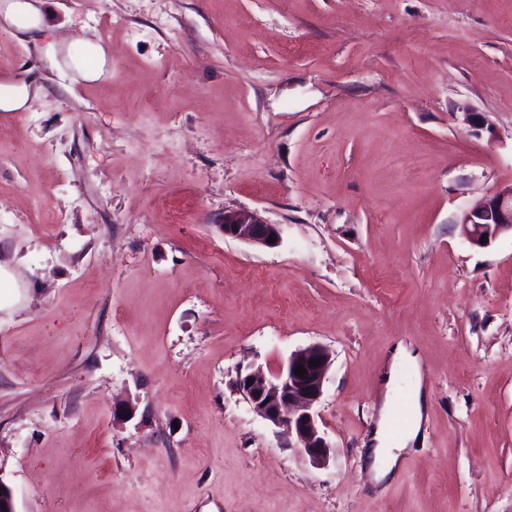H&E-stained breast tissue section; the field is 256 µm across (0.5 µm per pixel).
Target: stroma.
<instances>
[{
	"mask_svg": "<svg viewBox=\"0 0 512 512\" xmlns=\"http://www.w3.org/2000/svg\"><path fill=\"white\" fill-rule=\"evenodd\" d=\"M76 41L107 48L98 79L48 61ZM21 84L0 109L18 512H512V235L456 225L512 184V0H45L39 33L0 26ZM239 209L281 243L224 237ZM399 343L430 406L378 488ZM311 344L323 466L233 387ZM29 100V93L26 86L7 87L3 92L0 90V109L21 110L24 109Z\"/></svg>",
	"mask_w": 512,
	"mask_h": 512,
	"instance_id": "obj_1",
	"label": "stroma"
}]
</instances>
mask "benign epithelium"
Wrapping results in <instances>:
<instances>
[{"instance_id": "obj_1", "label": "benign epithelium", "mask_w": 512, "mask_h": 512, "mask_svg": "<svg viewBox=\"0 0 512 512\" xmlns=\"http://www.w3.org/2000/svg\"><path fill=\"white\" fill-rule=\"evenodd\" d=\"M220 230L232 238L253 246L274 248L281 242V228L266 222L256 211L234 210L224 213ZM461 234L472 244L481 245L482 236L493 242L500 234L512 232V185L497 189L474 209L465 212L460 220ZM275 242H269L271 236ZM320 361L316 367L309 365ZM304 366L303 376L295 367ZM332 365L330 350L312 344L291 353L286 363L274 373L262 368H250L237 375L235 391L242 396L252 411L274 426L287 428L288 437L302 456L313 465L321 466L329 460L333 446L321 430L316 405L324 394L327 374ZM253 384H247L248 380ZM0 512H17L13 488L0 472Z\"/></svg>"}]
</instances>
